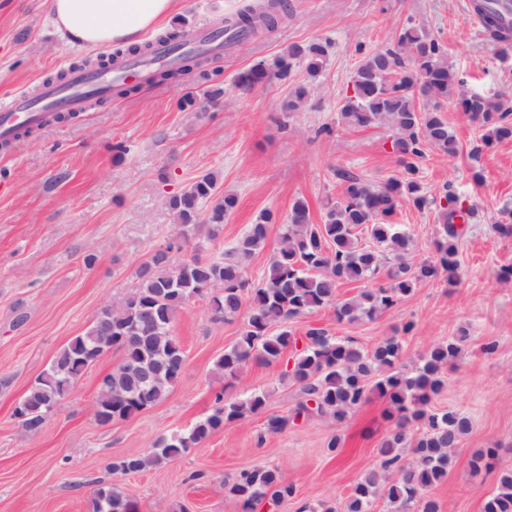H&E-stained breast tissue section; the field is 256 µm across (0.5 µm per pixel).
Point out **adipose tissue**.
<instances>
[{"mask_svg":"<svg viewBox=\"0 0 512 512\" xmlns=\"http://www.w3.org/2000/svg\"><path fill=\"white\" fill-rule=\"evenodd\" d=\"M52 25L69 42L95 49L136 42L177 12L182 0H46Z\"/></svg>","mask_w":512,"mask_h":512,"instance_id":"ef3b65f1","label":"adipose tissue"}]
</instances>
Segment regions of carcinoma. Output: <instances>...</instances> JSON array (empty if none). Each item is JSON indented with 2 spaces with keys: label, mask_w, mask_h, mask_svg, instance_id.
Here are the masks:
<instances>
[{
  "label": "carcinoma",
  "mask_w": 512,
  "mask_h": 512,
  "mask_svg": "<svg viewBox=\"0 0 512 512\" xmlns=\"http://www.w3.org/2000/svg\"><path fill=\"white\" fill-rule=\"evenodd\" d=\"M512 13V0H473L485 35L506 52L512 47V25L506 26L500 5ZM281 0L264 7L246 6L224 20L220 35L240 44L275 27ZM328 63L327 45L312 42L292 45L270 65L259 64L240 77V84L255 85L288 80L302 65L316 79ZM354 96H346L339 116L350 128L387 127L398 174L374 184L343 168L341 194L324 204L323 223H313L307 202L296 199L281 225L279 248L262 279L252 284L247 262L265 243L277 217L269 210L230 247L205 257L202 239H212L234 211L238 200L217 190L210 174L196 178L184 192L170 197L166 207L178 232L155 249L137 273L128 293L104 307L90 329L72 338L54 357L22 398L27 419L21 427L40 431L54 407L69 393L85 370L104 354H122L121 363L98 384L95 419L101 426L126 420L163 400L178 382L185 355L173 323L180 310L198 297L208 298L215 319L226 321L247 308L244 330L235 344L215 362V371L236 379L252 362L278 363L294 351L286 375L298 384L301 399L287 416H272L267 431H284L300 419L331 417L343 422L348 414L376 392L387 400L392 428L378 448V469L369 472L350 490L346 512H374L385 499L390 512H440L439 502L427 492L448 478L450 455L471 429V418L458 410H437L432 403L444 386V369L470 340L462 328L448 340L432 345L412 368L402 361V342L392 336L366 351L323 328H311L299 338L287 323L315 311L331 308L336 320L349 323L372 320L391 309L415 287L438 277L455 284L460 269L458 245L471 213L467 200L452 182L430 193L420 165L431 147L457 152L456 137L448 128L441 101L457 93L456 106L479 129L471 148L476 160L484 149L512 141V94L486 95L466 87L448 65L444 45L420 26L404 25L394 42L363 55L350 76ZM312 87L297 83L288 90L281 109L300 112L311 100ZM435 209L441 231L431 243L432 256L407 261L413 241L396 224L400 207ZM372 241L365 245L359 233ZM193 246V254L177 268L173 251ZM346 282L363 285L349 299L337 298L336 288ZM270 393L256 391L241 400L215 394L212 412L187 431L158 438L144 454L113 460L109 469L131 474L174 460L205 442L214 432L247 415L261 413ZM420 428L421 434L411 436ZM499 449L475 453L474 472L492 467ZM243 512L257 506L278 505L294 495V487L275 469L256 466L224 482ZM92 512H138L137 503L112 485L93 490ZM482 512H512V467L499 472L496 489L485 499Z\"/></svg>",
  "instance_id": "1"
}]
</instances>
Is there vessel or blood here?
<instances>
[{"label": "vessel or blood", "instance_id": "obj_1", "mask_svg": "<svg viewBox=\"0 0 512 512\" xmlns=\"http://www.w3.org/2000/svg\"><path fill=\"white\" fill-rule=\"evenodd\" d=\"M147 73L148 67L145 63L120 59L115 62L111 76L97 79L83 71H72L65 83L44 87L38 97H11L0 104V144H13L20 127L39 124L49 111H83L87 95L92 92L107 94L111 79L143 81L146 80Z\"/></svg>", "mask_w": 512, "mask_h": 512}]
</instances>
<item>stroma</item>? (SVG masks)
Listing matches in <instances>:
<instances>
[{
  "mask_svg": "<svg viewBox=\"0 0 512 512\" xmlns=\"http://www.w3.org/2000/svg\"><path fill=\"white\" fill-rule=\"evenodd\" d=\"M246 2L182 0L169 23H219ZM468 2L285 0L287 9L273 29L209 63L211 81L191 71L174 82L139 85L0 153V512H91V491L100 481L137 500L140 512H241L223 483L256 466L277 469L294 486L279 512H301L307 505L345 512L351 487L377 465L389 429L385 400L371 394L340 424L313 417L267 433L268 417L288 414L300 389L282 362L248 364L225 385L213 365L235 343L245 318L214 321L203 299L176 317L173 331L185 364L177 385L157 404L108 426L96 423L98 380L121 359L111 352L84 372L39 433L24 431L12 411L57 352L136 286L140 266L177 232L166 198L197 176L213 173L222 190L238 197L218 237L206 244L214 256L262 211L287 219L299 197L308 202L313 222L321 223L323 200L342 188L336 168L376 184L395 175L390 130L345 127L338 106L362 53L392 42L404 24H420L439 38L469 87L484 93L512 89V54L501 55L485 38ZM313 41L327 43L328 64L303 111L282 116L287 83L238 85L239 75L258 62ZM88 55L49 25L45 0H0V101L34 93L50 75ZM215 86L225 94L213 102L206 93ZM183 96L196 98L198 108L179 110ZM442 108L457 153L429 150L422 176L431 192L454 182L475 208L459 243V281L418 284L373 320L339 323L324 309L294 320L291 328L301 336L321 327L365 349L398 335L409 365L458 328H468L471 340L446 372L434 405L466 412L472 429L450 449L448 478L430 495L441 512H481L497 475L474 473L472 455L512 446V280L498 278L502 267L512 266V237L495 229L512 210V141L482 154V180L473 182L475 126L454 101ZM119 142L125 154L114 151ZM396 220L416 242L413 259L429 256L439 230L435 210L406 205ZM89 253L96 257L90 268L84 263ZM408 322L414 328L402 334ZM488 342L495 345L489 353L483 349ZM218 391L232 399L266 391L270 398L264 412L225 424L178 459L128 475L110 470L117 457L146 452L159 437L186 431L209 415ZM334 435L339 446L331 451L327 443Z\"/></svg>",
  "mask_w": 512,
  "mask_h": 512,
  "instance_id": "obj_1",
  "label": "stroma"
}]
</instances>
